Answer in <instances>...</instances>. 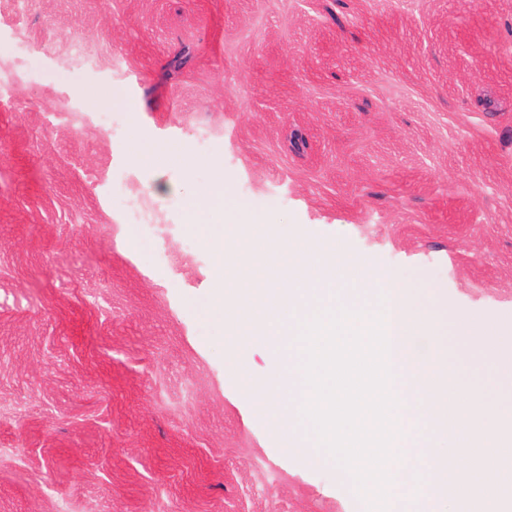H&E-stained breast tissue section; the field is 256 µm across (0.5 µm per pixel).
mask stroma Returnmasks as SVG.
<instances>
[{
	"label": "stroma",
	"instance_id": "obj_1",
	"mask_svg": "<svg viewBox=\"0 0 512 512\" xmlns=\"http://www.w3.org/2000/svg\"><path fill=\"white\" fill-rule=\"evenodd\" d=\"M219 175L211 233L415 285L416 355L477 320L463 384L512 413V0H0V512H359L227 375L187 206Z\"/></svg>",
	"mask_w": 512,
	"mask_h": 512
}]
</instances>
